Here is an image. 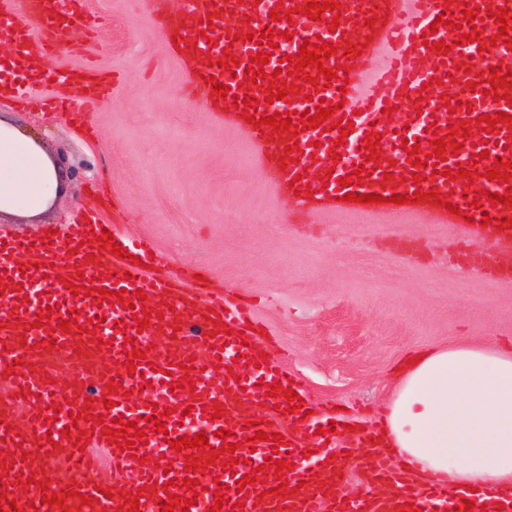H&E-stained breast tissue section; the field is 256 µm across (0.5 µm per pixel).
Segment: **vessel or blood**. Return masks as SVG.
I'll return each instance as SVG.
<instances>
[{"label": "vessel or blood", "instance_id": "vessel-or-blood-1", "mask_svg": "<svg viewBox=\"0 0 512 512\" xmlns=\"http://www.w3.org/2000/svg\"><path fill=\"white\" fill-rule=\"evenodd\" d=\"M278 0H184L179 11L170 13L163 30L165 37L181 34V57L192 59L194 67L205 76L229 86L231 94H239L251 58L257 54L256 41L249 32L272 28L274 51L264 65L265 76L259 86H266L267 75L278 66L279 46H287L289 54H297L305 39L321 37L323 42L335 45L336 53L326 60V67L337 73L330 87L314 89L311 83H297L288 76L287 84H300L299 92L287 95L278 106L279 111L290 112L293 121H300L303 111L317 110L320 99H328L341 106L340 114L354 123L351 135L343 146H336L337 131L319 127L301 134L278 132L274 136L261 135L259 128L245 124L244 133L258 149V159L268 172L272 188L279 193L296 187L301 191L299 202L307 210L335 207L346 214H365L376 211L373 203L343 202L338 198V180L351 174L357 167H365L358 194L386 197L387 211L404 216L416 210H428L441 221L458 225L461 244L481 239L497 256L506 260V267L472 260L473 268L491 278L512 276V228L498 229L495 225H481L483 214L512 218V206L492 205L479 190L487 193H506L507 182L488 180L485 176L490 158L512 160V149L504 144L512 127L500 123L498 130L482 131L478 121L482 115L505 112L512 115V105L506 99L494 100L487 72L505 57V43L489 46L490 37L497 35L500 25L489 19V11L496 8L512 9V0H340L343 13L338 28H331L335 18L332 10H325L322 19L312 20L300 10L309 0H294L296 9L291 21L273 22L269 19ZM478 9L474 21L486 48L477 44L458 43L455 29L436 25L440 13L449 19L461 21L465 5ZM234 11L236 25L225 26V11ZM210 18L214 28L210 40L200 39V19ZM85 27L82 0H0V43L26 45L48 53L70 41ZM293 39L284 42L283 32ZM452 44L451 53L428 51V44ZM362 44V54L349 59L341 54L349 44ZM231 51L240 61L235 73H228L218 64L224 51ZM382 53L380 67L365 72L364 65L375 53ZM479 55V65L463 70V62ZM441 77V84H432V77ZM71 72H58L48 77L20 64H0V95H22L24 88L56 80L69 82ZM480 83V91H472L473 83ZM424 92L425 101H418L417 92ZM399 106L398 120L384 115V108ZM464 121L470 132L458 155L439 159L434 157L429 124L447 129L450 121ZM381 135L380 162H364L360 147L368 130ZM318 141L315 154H307L310 141ZM420 144L429 161L422 172L423 179L413 181L412 156L402 150V142ZM298 146L302 155L299 162H284L285 149ZM340 151L339 161H332L333 151ZM461 167L472 172V179L446 178L445 169ZM447 194L458 208L457 213L429 198L428 190ZM424 191L425 199L407 204L392 203L393 195H413ZM103 212L87 210L84 217L69 224L66 234L52 240L7 238L0 248V274H8L14 284L0 293V380L10 388L0 396V439H5L10 450L7 467L0 471V483L5 484L8 500L16 501L23 512H61V508L44 504V494H59L65 486L76 485L78 494L66 498L71 512H117L122 497L106 498L104 488L113 486L111 476L102 474L100 462L91 453L92 448L105 449L111 466L119 467L130 492L141 493L138 512H161L158 502L164 496V483L170 479L185 478V459L170 447L172 440L185 436L181 424L183 410H190L195 432L206 433L213 447L222 443L234 444L239 463L234 472L224 471L221 464H208L206 475L200 478L201 493L190 512H209L220 505L221 512H232L235 503H243V512H400L401 506L413 505L421 512H454L462 500H472L475 506L496 512L504 507L512 512V491L497 494L490 499L477 497L470 491L449 494L444 488H425L410 474L393 467L380 450L359 454V468L366 477L394 485L396 492L388 498L368 493L348 492L343 450L336 437L328 433V416L306 415L304 410L283 415L276 410L275 398L265 396L258 382L291 386V376L279 365L262 358L255 331H252V313L248 304L241 302L234 292L218 291L207 302L173 288L166 273L168 263L163 256L153 255L148 240L115 234L114 239L129 253V260L116 256L110 247L90 240V231L105 229ZM78 251H71V244ZM49 265V273H42L41 265ZM83 275L94 287L111 291L144 290L147 297L164 298L169 309L163 318H151L149 326L138 328L135 319L142 314L143 301L134 308L121 304L93 305L91 298L73 295L61 277ZM54 309L53 318L44 326H35L37 314ZM78 316H71V309ZM221 312L223 323L230 334L215 333L213 321L207 320L208 309ZM73 318L74 326L63 332L58 322ZM99 321V328L85 329L86 320ZM137 347L143 353L136 359V375L116 373L115 365L127 360L128 347ZM191 377L194 390H182L176 383ZM119 378L122 391L113 394L108 384ZM151 380V388H144V380ZM139 389L137 400L127 398L130 389ZM115 400L113 408H105L106 400ZM223 403V417L210 419L206 407L213 402ZM92 410H85V403ZM158 410H170L165 418L166 433L147 430L144 442L117 448L108 444L106 430L113 428L116 417L127 422H139L148 416L149 404ZM78 421H71V414ZM286 417L281 447L257 440L248 444L256 431L270 433L279 430L277 420ZM251 420V428L240 425ZM103 432H96V425ZM230 428L228 438H219L220 428ZM70 429V436H62V429ZM91 432L88 445L75 440L80 431ZM60 443L65 453L61 463L44 452L48 442ZM313 450V467H295L287 474L292 495H275L274 477H266L264 484L238 486V476L263 465L265 458L286 459L288 454ZM334 470L332 481L318 487L313 479L316 471ZM34 475L35 483H25V475ZM48 480V491H41L37 483Z\"/></svg>", "mask_w": 512, "mask_h": 512}]
</instances>
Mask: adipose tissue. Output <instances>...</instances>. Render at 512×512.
Returning <instances> with one entry per match:
<instances>
[{
	"label": "adipose tissue",
	"mask_w": 512,
	"mask_h": 512,
	"mask_svg": "<svg viewBox=\"0 0 512 512\" xmlns=\"http://www.w3.org/2000/svg\"><path fill=\"white\" fill-rule=\"evenodd\" d=\"M55 190L48 159L0 122V208L34 214ZM382 427L386 451L433 483H512V347L435 345L401 364Z\"/></svg>",
	"instance_id": "ef3b65f1"
}]
</instances>
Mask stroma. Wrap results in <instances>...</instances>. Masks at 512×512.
Instances as JSON below:
<instances>
[{
	"label": "stroma",
	"instance_id": "obj_1",
	"mask_svg": "<svg viewBox=\"0 0 512 512\" xmlns=\"http://www.w3.org/2000/svg\"><path fill=\"white\" fill-rule=\"evenodd\" d=\"M149 4L85 0L87 39L46 57L54 71L115 76L91 129L0 98V118L63 162L55 199L35 216L1 213V235L62 233L77 210L108 209L168 256L174 287L199 266L197 298H258L270 356L285 353L311 399L347 408L352 426L376 422L411 348L512 341V280L462 269L457 225L309 212L275 193L233 119L191 97Z\"/></svg>",
	"mask_w": 512,
	"mask_h": 512
}]
</instances>
